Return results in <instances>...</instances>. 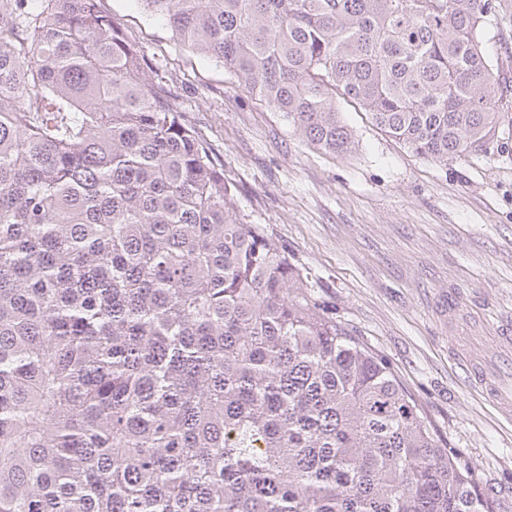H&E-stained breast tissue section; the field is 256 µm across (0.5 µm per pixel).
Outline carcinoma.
<instances>
[{
  "mask_svg": "<svg viewBox=\"0 0 512 512\" xmlns=\"http://www.w3.org/2000/svg\"><path fill=\"white\" fill-rule=\"evenodd\" d=\"M310 145L501 144L492 0H136ZM103 0H0V512H494L237 214Z\"/></svg>",
  "mask_w": 512,
  "mask_h": 512,
  "instance_id": "obj_1",
  "label": "carcinoma"
}]
</instances>
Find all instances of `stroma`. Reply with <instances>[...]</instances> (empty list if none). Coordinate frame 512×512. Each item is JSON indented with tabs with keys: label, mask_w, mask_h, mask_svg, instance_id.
Returning <instances> with one entry per match:
<instances>
[{
	"label": "stroma",
	"mask_w": 512,
	"mask_h": 512,
	"mask_svg": "<svg viewBox=\"0 0 512 512\" xmlns=\"http://www.w3.org/2000/svg\"><path fill=\"white\" fill-rule=\"evenodd\" d=\"M485 27L512 109V0ZM258 224L307 278L321 310L382 355L458 451L498 512H512V425L471 386L452 347L512 319V151L440 165L416 156L339 102L354 134L338 156L306 144L233 74L181 47L136 0H104ZM459 299L456 326L448 298Z\"/></svg>",
	"instance_id": "stroma-1"
}]
</instances>
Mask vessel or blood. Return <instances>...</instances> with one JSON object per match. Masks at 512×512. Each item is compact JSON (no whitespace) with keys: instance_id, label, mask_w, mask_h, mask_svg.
Here are the masks:
<instances>
[{"instance_id":"vessel-or-blood-1","label":"vessel or blood","mask_w":512,"mask_h":512,"mask_svg":"<svg viewBox=\"0 0 512 512\" xmlns=\"http://www.w3.org/2000/svg\"><path fill=\"white\" fill-rule=\"evenodd\" d=\"M488 345L496 352L499 365L489 372L485 361L470 366V377L484 398L490 402L506 422H512V325L494 324Z\"/></svg>"}]
</instances>
